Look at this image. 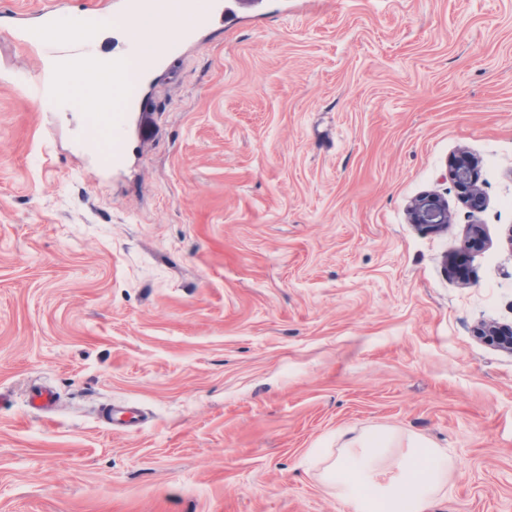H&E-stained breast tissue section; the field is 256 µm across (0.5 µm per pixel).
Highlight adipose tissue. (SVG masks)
Wrapping results in <instances>:
<instances>
[{
  "instance_id": "adipose-tissue-1",
  "label": "adipose tissue",
  "mask_w": 512,
  "mask_h": 512,
  "mask_svg": "<svg viewBox=\"0 0 512 512\" xmlns=\"http://www.w3.org/2000/svg\"><path fill=\"white\" fill-rule=\"evenodd\" d=\"M60 67L64 90L79 94L86 110H95L99 96L112 89L109 61L90 73L76 60ZM314 455L324 464L323 480L350 512H430L456 467L446 449L383 427L349 438L337 451L319 448Z\"/></svg>"
}]
</instances>
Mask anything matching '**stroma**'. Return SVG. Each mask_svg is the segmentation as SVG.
Listing matches in <instances>:
<instances>
[{"label":"stroma","mask_w":512,"mask_h":512,"mask_svg":"<svg viewBox=\"0 0 512 512\" xmlns=\"http://www.w3.org/2000/svg\"><path fill=\"white\" fill-rule=\"evenodd\" d=\"M223 2L103 173L0 26V512H349L310 453L374 425L455 458L431 512H512V353L476 336L512 325V0ZM466 159L458 160L451 170V176L454 178L461 193L463 201L472 210H481L485 205L484 197L473 189V176L471 167ZM409 219L410 223L439 230L448 224V205L436 195L421 196L411 206ZM101 420L114 429H127L143 421L142 412L135 407L105 406L100 414Z\"/></svg>","instance_id":"35a3bbf8"}]
</instances>
